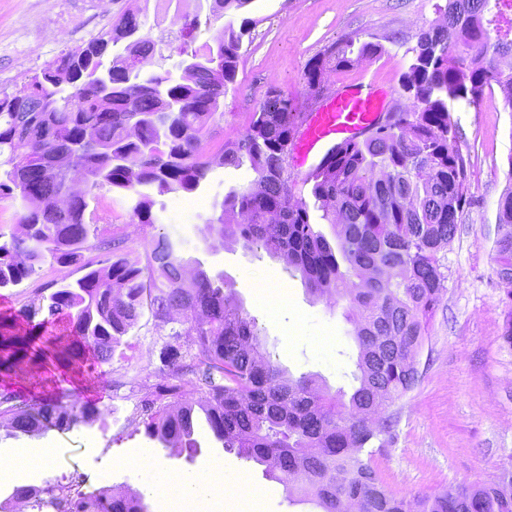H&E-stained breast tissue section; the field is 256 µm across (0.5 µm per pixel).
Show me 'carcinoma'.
Here are the masks:
<instances>
[{
  "instance_id": "cac0c4a2",
  "label": "carcinoma",
  "mask_w": 512,
  "mask_h": 512,
  "mask_svg": "<svg viewBox=\"0 0 512 512\" xmlns=\"http://www.w3.org/2000/svg\"><path fill=\"white\" fill-rule=\"evenodd\" d=\"M213 15L229 16L214 44L179 51L201 63L192 82L170 70L134 66L155 51L135 12L116 17L96 37L61 52L15 92L0 96V198L19 203L21 235L0 234V289L36 275L47 259L78 265L84 274L63 281L23 312L25 323L0 318V369L42 360L84 366L107 363L121 338L149 312L157 325L179 323L190 345L161 351L167 382L144 401L145 436L192 458L195 427L205 419L215 440L266 471L288 477V496L316 501L322 512H512V468L497 481L459 484L413 499L391 491L375 466V445L393 415L373 424L418 381L416 358L446 290L442 252L454 238L468 196L467 163L448 102L488 100L512 113V0H446L440 23L420 31L406 50L401 88L408 105L388 126L336 147L303 180L313 203L294 195L288 146L300 114L271 86L245 132L206 156L209 123L233 84L252 20L232 12L250 0H216ZM139 32L135 50L125 38ZM382 47L346 38L313 58L308 87L324 75L373 58ZM255 173L246 188L230 189L221 214L207 222L220 240L263 249L301 272L308 292L346 302L358 347L351 393L331 395L311 375H286L262 347L254 319L224 275L210 277L176 256L178 242L157 234L140 266L123 254L122 237L103 236L98 191L128 204L134 224L158 223L160 198L194 193L212 167ZM330 225L335 243L316 228ZM496 275L504 289L502 346L512 350V158L508 186L497 204ZM104 251L105 266L85 260ZM41 320H36L37 316ZM202 396L193 398L194 392ZM25 434L69 429L103 412L77 400L15 404L0 396V416ZM14 489L39 510L146 512L144 495L103 491L58 495Z\"/></svg>"
}]
</instances>
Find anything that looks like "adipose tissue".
I'll return each instance as SVG.
<instances>
[{"label":"adipose tissue","mask_w":512,"mask_h":512,"mask_svg":"<svg viewBox=\"0 0 512 512\" xmlns=\"http://www.w3.org/2000/svg\"><path fill=\"white\" fill-rule=\"evenodd\" d=\"M140 461L145 465L155 466L150 454L144 453ZM156 481L148 489L160 504L161 512H175L178 501L184 497L202 496L212 500L216 507H223L224 495L230 486L239 484L236 476H226L224 467L220 464L212 465L191 476H180L165 467L155 466Z\"/></svg>","instance_id":"1"}]
</instances>
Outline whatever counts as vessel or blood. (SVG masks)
<instances>
[{"label": "vessel or blood", "instance_id": "obj_1", "mask_svg": "<svg viewBox=\"0 0 512 512\" xmlns=\"http://www.w3.org/2000/svg\"><path fill=\"white\" fill-rule=\"evenodd\" d=\"M386 92L368 82L345 89L310 113L305 126L290 144L294 167L306 168L309 159L325 156L338 144L355 139L371 129L384 109Z\"/></svg>", "mask_w": 512, "mask_h": 512}]
</instances>
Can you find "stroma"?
<instances>
[{
    "mask_svg": "<svg viewBox=\"0 0 512 512\" xmlns=\"http://www.w3.org/2000/svg\"><path fill=\"white\" fill-rule=\"evenodd\" d=\"M445 2L250 0L239 15L252 19L251 35L243 43L236 81L221 102V114L210 124L208 154L219 153L225 142L248 128L269 85L288 95L295 111L313 109L305 81L307 63L346 36L380 44L383 51L374 59L327 72L325 89L333 93L371 77L395 89V106H405L398 89L408 67L406 50L421 29L438 22V7ZM211 3L111 0L100 9L95 0H0V93L14 92L62 51L86 43L127 11L145 16V30L156 42L149 70L175 69L183 39L172 29V20L199 16L193 47L213 43L224 21L213 16ZM448 108L460 133L474 203L445 251L447 290L417 357L419 381L390 406L398 423L374 456L388 487L408 498L459 483H490L512 465V351L501 346L503 286L495 262L500 235L496 207L512 170V114L463 99L449 102ZM254 178L246 165L214 167L202 190L164 197L158 226L131 223L109 189L99 195L102 207L112 213L109 232L125 238L129 260L144 261L157 233L182 238L180 259L199 263L209 275L223 274L245 312L255 318L264 348L283 369L294 377L316 375L333 395L351 390L357 344L345 307L310 295L300 273L282 259L261 249L222 245L206 229L205 218L220 215L225 193L249 186ZM79 276L77 266L47 262L39 275L20 286L0 289V315H19L53 291L55 283ZM168 339L167 331L158 330L146 315L94 375L78 377L47 363L0 371V393L11 392L16 402L77 397L103 412L94 423L51 429L39 437L0 426V449H44L49 476L38 480V487L68 485L78 471L89 477L83 487L87 493L115 487L145 490L147 483L140 478L144 468L135 458L141 448L152 449L161 464L181 473L220 457L248 477L247 491L229 497L227 512H241L247 492L260 497V512H320L310 503H288L283 482L266 477L263 465L224 450L206 424L195 431L201 451L191 461L129 427L143 399L166 380L161 349Z\"/></svg>",
    "mask_w": 512,
    "mask_h": 512,
    "instance_id": "1",
    "label": "stroma"
}]
</instances>
